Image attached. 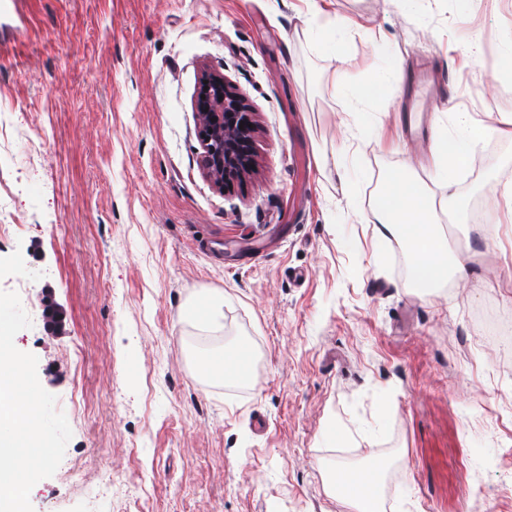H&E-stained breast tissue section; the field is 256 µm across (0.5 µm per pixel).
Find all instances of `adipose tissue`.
<instances>
[{
  "mask_svg": "<svg viewBox=\"0 0 512 512\" xmlns=\"http://www.w3.org/2000/svg\"><path fill=\"white\" fill-rule=\"evenodd\" d=\"M377 53L386 58V67L374 71L360 88L338 85L339 95L360 103L376 102L387 96L393 84L402 81L399 66L388 59L387 45H379ZM487 132L485 124L466 112L457 113L455 132L434 131L436 181L452 185L456 169ZM436 210L435 196L401 172L387 179L372 202L379 238L391 233L404 241L407 279L415 288H440L469 276L466 265L449 251L448 238L436 221ZM12 329L10 311L0 306V512H20L27 492L26 449L51 445L33 425L37 391L26 378L23 365L6 351ZM383 471L384 464L377 459L356 468L336 465L327 474L326 488L330 496L344 498L352 512H381Z\"/></svg>",
  "mask_w": 512,
  "mask_h": 512,
  "instance_id": "adipose-tissue-1",
  "label": "adipose tissue"
}]
</instances>
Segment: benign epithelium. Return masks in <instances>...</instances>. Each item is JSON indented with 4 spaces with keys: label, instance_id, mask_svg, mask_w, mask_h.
Returning a JSON list of instances; mask_svg holds the SVG:
<instances>
[{
    "label": "benign epithelium",
    "instance_id": "1",
    "mask_svg": "<svg viewBox=\"0 0 512 512\" xmlns=\"http://www.w3.org/2000/svg\"><path fill=\"white\" fill-rule=\"evenodd\" d=\"M194 108L203 173L222 188L250 174L256 164L255 113L237 89L217 72H206ZM244 127H239V124Z\"/></svg>",
    "mask_w": 512,
    "mask_h": 512
}]
</instances>
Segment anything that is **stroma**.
Instances as JSON below:
<instances>
[{
	"mask_svg": "<svg viewBox=\"0 0 512 512\" xmlns=\"http://www.w3.org/2000/svg\"><path fill=\"white\" fill-rule=\"evenodd\" d=\"M509 30L512 0H0V302L54 442L27 453L22 512H351L325 470L370 456L390 506L512 512V341L479 318L512 325V140L471 153L437 211L467 284L410 288L403 244L367 222L394 172L442 195L432 131L453 110L512 113ZM382 42L406 79L349 111L334 87L383 66ZM207 70L259 126L226 190L197 162ZM210 290L217 331L183 315ZM225 346L252 352L246 384L200 371ZM324 34L321 43L323 51L338 55L340 46L345 40L347 29L336 21L324 26Z\"/></svg>",
	"mask_w": 512,
	"mask_h": 512,
	"instance_id": "obj_1",
	"label": "stroma"
}]
</instances>
